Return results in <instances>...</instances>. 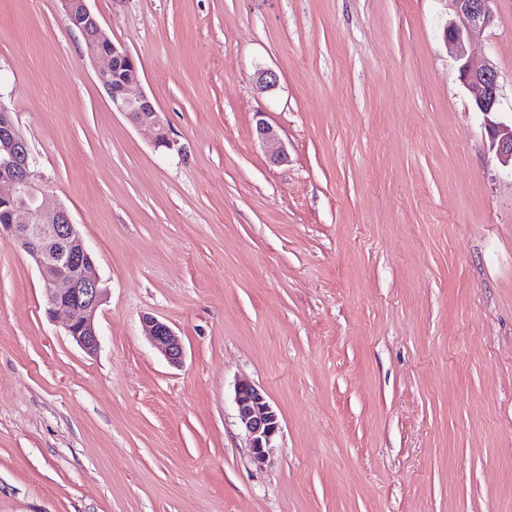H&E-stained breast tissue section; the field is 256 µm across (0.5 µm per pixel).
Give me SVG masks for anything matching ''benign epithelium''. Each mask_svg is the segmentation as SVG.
Segmentation results:
<instances>
[{"instance_id":"obj_1","label":"benign epithelium","mask_w":512,"mask_h":512,"mask_svg":"<svg viewBox=\"0 0 512 512\" xmlns=\"http://www.w3.org/2000/svg\"><path fill=\"white\" fill-rule=\"evenodd\" d=\"M88 2L60 0L70 27L77 28L84 38L82 58L91 62L107 60L106 66L96 70V77L108 93L112 109L135 126L153 129L156 145L170 146L164 113L141 90L135 58L125 47L111 41ZM493 2L448 0L449 7L464 19V24L447 28L445 37L450 53L460 62V77L471 90L477 111L484 117L489 148L499 163L512 172V120L497 117L498 72L489 62L474 65L468 53L470 44L494 21ZM255 131L271 163L288 162V149L279 131L259 112ZM34 180V159L28 143L12 113L0 104V184L10 187L9 192L0 193L5 219L0 236L12 239L33 259L47 284L48 314L65 313L66 320L62 323L65 334L87 355L94 356L101 346L96 316L105 293L92 253L67 208L38 198ZM144 329L171 365L182 363L183 344L168 324L147 317ZM234 404L252 461L261 467L266 463L267 448L282 430L279 414L266 393L248 380L235 385Z\"/></svg>"}]
</instances>
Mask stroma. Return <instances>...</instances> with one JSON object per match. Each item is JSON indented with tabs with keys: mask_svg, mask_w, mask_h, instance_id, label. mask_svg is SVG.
<instances>
[{
	"mask_svg": "<svg viewBox=\"0 0 512 512\" xmlns=\"http://www.w3.org/2000/svg\"><path fill=\"white\" fill-rule=\"evenodd\" d=\"M90 7L173 145L113 111L59 0H0V104L105 290L90 356L0 238V512H512V174L448 0ZM492 9L470 54L507 118L512 0ZM241 380L281 417L262 467ZM494 0H448L449 7L464 19L462 27H449L445 37L450 53L460 62L459 73L471 90L474 105L484 117L485 136L499 163L512 174V116L509 120L496 116L499 96V75L493 64L475 66L468 47L481 37L494 21L491 4ZM256 136L272 164L281 165L288 162V149L279 131L267 123L261 113H256ZM144 329L151 343L173 366H179L184 358V348L179 336L172 328L154 317L144 319Z\"/></svg>",
	"mask_w": 512,
	"mask_h": 512,
	"instance_id": "stroma-1",
	"label": "stroma"
}]
</instances>
